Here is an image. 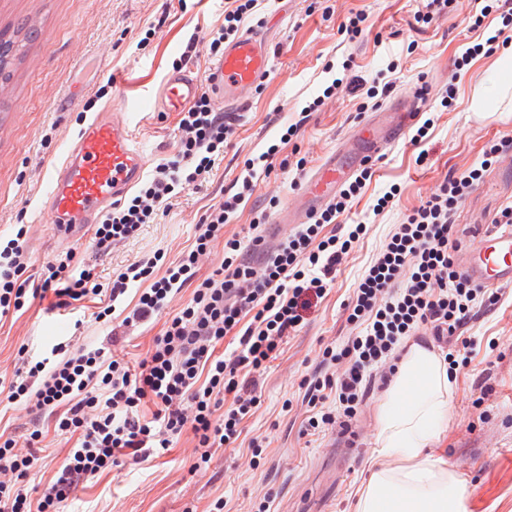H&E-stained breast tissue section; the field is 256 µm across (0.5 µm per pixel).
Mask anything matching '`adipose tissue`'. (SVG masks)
<instances>
[{
	"label": "adipose tissue",
	"instance_id": "adipose-tissue-1",
	"mask_svg": "<svg viewBox=\"0 0 512 512\" xmlns=\"http://www.w3.org/2000/svg\"><path fill=\"white\" fill-rule=\"evenodd\" d=\"M511 89L512 48L497 59L488 85L475 90L472 110L488 109L496 96ZM450 386L448 366L433 351L415 345L401 359L380 406L376 451L407 465L374 473L358 512H463L458 480L449 478L442 459L430 452L448 418Z\"/></svg>",
	"mask_w": 512,
	"mask_h": 512
}]
</instances>
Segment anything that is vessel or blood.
<instances>
[{
  "label": "vessel or blood",
  "mask_w": 512,
  "mask_h": 512,
  "mask_svg": "<svg viewBox=\"0 0 512 512\" xmlns=\"http://www.w3.org/2000/svg\"><path fill=\"white\" fill-rule=\"evenodd\" d=\"M270 66V52L260 34L250 31L225 47L211 64L206 83L190 72L166 79L159 108L178 112L190 105L203 88H210L218 105L239 108L241 89L256 85ZM396 128L383 136L359 130L345 152L332 154L312 177L296 215H312L358 167L373 165L402 136ZM145 153L126 120L103 114L78 135L65 162L53 172L46 208L53 234L60 240L78 238L89 224L98 223L112 204L120 201L141 178ZM471 281L481 287L512 286V226L489 224L479 231L478 246L466 254L463 265Z\"/></svg>",
  "instance_id": "b4317fda"
}]
</instances>
